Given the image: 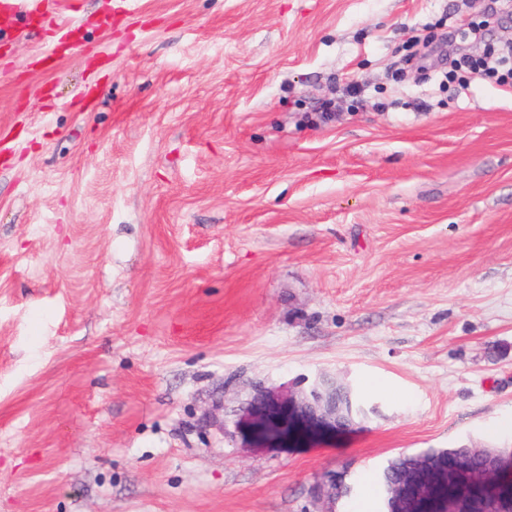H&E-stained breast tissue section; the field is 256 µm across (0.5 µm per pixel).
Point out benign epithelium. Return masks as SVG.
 Returning a JSON list of instances; mask_svg holds the SVG:
<instances>
[{"mask_svg": "<svg viewBox=\"0 0 512 512\" xmlns=\"http://www.w3.org/2000/svg\"><path fill=\"white\" fill-rule=\"evenodd\" d=\"M361 413L349 383L321 374L308 385L296 381L254 387L234 428L247 448H293L354 428ZM469 473L467 459L453 472L422 466L392 484L388 512H468L461 498L448 496V489L465 483ZM345 477L328 472L311 486L312 512H337L336 491Z\"/></svg>", "mask_w": 512, "mask_h": 512, "instance_id": "1", "label": "benign epithelium"}]
</instances>
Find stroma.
I'll return each instance as SVG.
<instances>
[{
	"mask_svg": "<svg viewBox=\"0 0 512 512\" xmlns=\"http://www.w3.org/2000/svg\"><path fill=\"white\" fill-rule=\"evenodd\" d=\"M17 13L0 512H307L329 470L356 485L349 512H378L370 479L397 453L512 449V88L447 76L449 32L512 41V0ZM322 373L378 413L240 447L252 385Z\"/></svg>",
	"mask_w": 512,
	"mask_h": 512,
	"instance_id": "stroma-1",
	"label": "stroma"
}]
</instances>
